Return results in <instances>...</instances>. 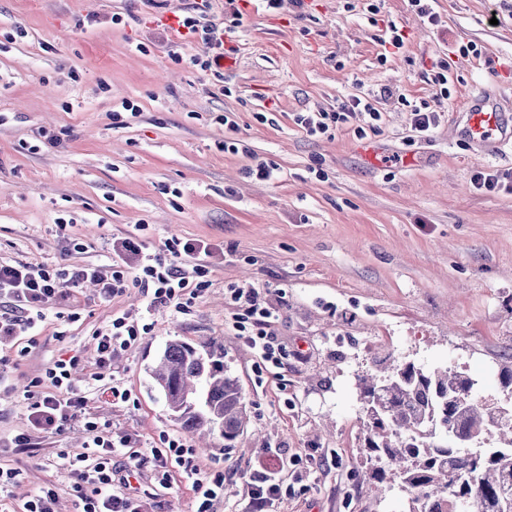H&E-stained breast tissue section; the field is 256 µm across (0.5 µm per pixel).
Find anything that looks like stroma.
<instances>
[{
	"label": "stroma",
	"instance_id": "1",
	"mask_svg": "<svg viewBox=\"0 0 512 512\" xmlns=\"http://www.w3.org/2000/svg\"><path fill=\"white\" fill-rule=\"evenodd\" d=\"M197 2L0 0V260L104 265L107 243L130 236L151 253L175 239L212 246L207 286L184 310L151 305L134 285L105 300L87 284L46 311L27 350L0 347L5 440L27 429L24 395L43 389L59 354L80 357L79 379H98L84 421L39 453H0V465L19 469L17 499L53 483L59 512H73L54 461L81 451L89 420L145 447L182 437L204 471L234 478L214 512H250L249 474L264 466L280 473L274 512H404L393 474L365 477L356 377L390 355L477 379V399L503 397L512 191L479 190L473 176L512 174V7L433 0V26L409 0H282L272 13L263 0H210L205 23L237 49L216 77L191 64L199 44L155 22L195 15ZM395 28L406 41L390 54ZM367 95L380 98L375 123L359 115L311 137L295 122ZM487 98L504 115L493 147L463 130L464 113ZM423 103L439 114L426 137L411 127ZM232 137L251 156L225 151ZM364 144L373 159L359 154ZM252 159L274 165L273 178L246 177ZM231 287L265 293L278 363L232 329ZM122 314L152 329L98 369L94 336ZM174 337L223 344L249 416L235 447L219 437L201 447L168 411L149 370ZM130 483L148 512L195 508L180 475L165 489L145 468Z\"/></svg>",
	"mask_w": 512,
	"mask_h": 512
}]
</instances>
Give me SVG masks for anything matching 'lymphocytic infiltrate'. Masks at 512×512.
Here are the masks:
<instances>
[{
    "label": "lymphocytic infiltrate",
    "instance_id": "obj_1",
    "mask_svg": "<svg viewBox=\"0 0 512 512\" xmlns=\"http://www.w3.org/2000/svg\"><path fill=\"white\" fill-rule=\"evenodd\" d=\"M179 24L204 47L203 53L192 57L193 66L204 72L218 70L219 50L224 46L222 35L191 16L183 17ZM355 112L364 113L373 121L380 118L374 98L354 97L333 112L299 114L296 123L309 135L324 134ZM108 252L113 267L109 275L89 265L53 269L0 261V298L9 303L6 311L0 312V340H13L37 330L46 310L65 305L73 288L86 282L97 285L100 295L106 298L121 295L132 282L150 290L153 302L182 309L187 288L202 292L206 260L211 254L209 243L200 239L175 243L166 257L143 252L141 245L130 238L110 243ZM227 303L236 319L249 323L248 344L264 359H272L274 349L267 326L273 314L260 289H229ZM150 330V324L140 325L123 315L113 317L109 327L95 336L96 365H110L114 353L136 345ZM78 365L75 356L57 359L46 372L47 390L29 394L30 427L7 442L14 453H36L44 441L61 437L73 421L82 417L92 389L78 386L74 376ZM85 427L93 434L91 451L73 458L65 453L59 456L60 469L66 470L72 480L76 512H142L139 498L128 492L127 483L130 474L148 466L159 474L163 487L169 485L172 472H179L190 484L196 512H212L215 501L223 497L230 484L223 474L201 470L193 449L181 438L167 439L162 448H145L132 436L115 438L100 431L96 422H86ZM17 475L16 469L0 468V512H56L58 488L53 484L39 487L22 508L8 503L5 494Z\"/></svg>",
    "mask_w": 512,
    "mask_h": 512
}]
</instances>
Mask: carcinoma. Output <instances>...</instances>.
Listing matches in <instances>:
<instances>
[{"mask_svg": "<svg viewBox=\"0 0 512 512\" xmlns=\"http://www.w3.org/2000/svg\"><path fill=\"white\" fill-rule=\"evenodd\" d=\"M150 375L186 431H217L230 448L247 428L242 391L224 368L223 348L206 342L201 352L172 339ZM475 386L443 366L387 357L376 373L359 378L370 478L394 471L407 494L406 512H438L444 500L447 512H502L504 499H512V417L477 401ZM492 428L502 446H475Z\"/></svg>", "mask_w": 512, "mask_h": 512, "instance_id": "carcinoma-1", "label": "carcinoma"}]
</instances>
